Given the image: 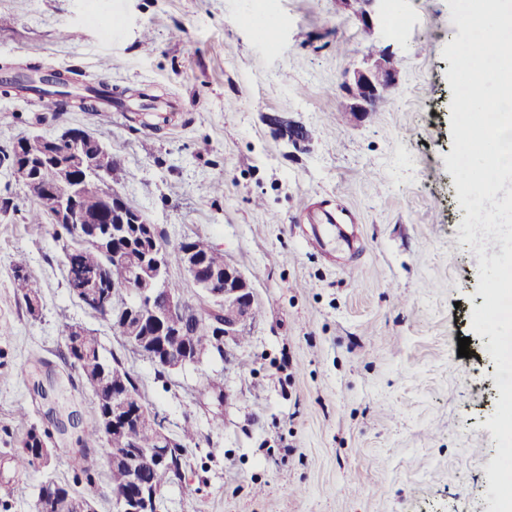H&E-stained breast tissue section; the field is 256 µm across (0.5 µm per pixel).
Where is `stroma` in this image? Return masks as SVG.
<instances>
[{
  "label": "stroma",
  "instance_id": "stroma-1",
  "mask_svg": "<svg viewBox=\"0 0 512 512\" xmlns=\"http://www.w3.org/2000/svg\"><path fill=\"white\" fill-rule=\"evenodd\" d=\"M0 17V63L133 91L103 124L57 114L49 98L0 96V149L92 132L132 173L125 200L170 243L222 250L259 311L246 344L159 372L70 293L61 241L26 223L33 202L0 166V512H34L45 474L14 465L17 415L39 423L51 409L81 418L54 437V477L113 512L104 468L90 485L78 464L94 405L58 358L73 324L131 369L172 438L196 429L158 512H506L512 284L489 288L477 260L489 232L462 240L442 56L460 30L446 0H386L370 31L336 0H0ZM373 45L400 58L399 80L374 112L344 116L341 73L365 67ZM143 92L157 114L140 112ZM289 123L306 140L291 141ZM328 211L348 239L322 234ZM19 253L42 292L35 317L11 285Z\"/></svg>",
  "mask_w": 512,
  "mask_h": 512
}]
</instances>
